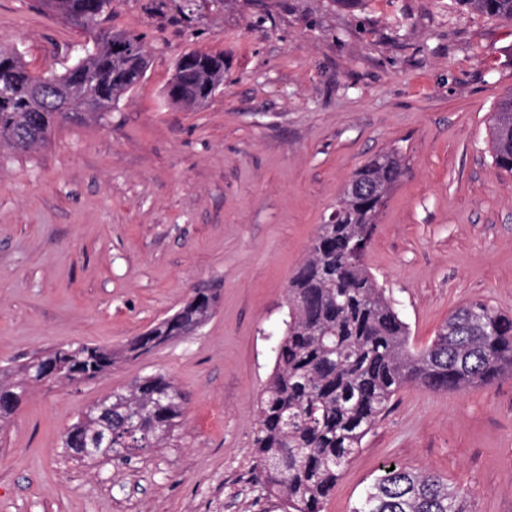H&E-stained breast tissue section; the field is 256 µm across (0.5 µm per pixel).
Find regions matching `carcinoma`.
Here are the masks:
<instances>
[{
	"label": "carcinoma",
	"instance_id": "obj_1",
	"mask_svg": "<svg viewBox=\"0 0 512 512\" xmlns=\"http://www.w3.org/2000/svg\"><path fill=\"white\" fill-rule=\"evenodd\" d=\"M512 23V0H457ZM48 15L92 29L112 14V0H39ZM149 66L141 36L107 32L86 41L61 74L51 76L49 107L22 53L0 46V148L29 153L48 143L61 122L101 120L144 78ZM224 87V53L190 50L174 64L168 102L199 109ZM495 165L512 172V94L500 99L489 128ZM405 173L400 151L372 159L345 186L307 255L288 281V320L273 370L257 405L252 441L256 483L284 512H324L343 467L407 385L435 392L492 386L512 378V315L474 301L459 306L424 348L410 343L401 319L363 257L378 215ZM364 249L356 251L359 243ZM215 298L196 293L175 314L133 338L136 358L175 337L190 336L212 314ZM116 354L99 346L67 345L0 370V422L33 383H86L112 367ZM186 398L164 375H148L81 413L64 435L81 449L127 460L162 448L182 424ZM352 512H475L464 492L440 476L384 466Z\"/></svg>",
	"mask_w": 512,
	"mask_h": 512
}]
</instances>
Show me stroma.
<instances>
[{"instance_id": "obj_1", "label": "stroma", "mask_w": 512, "mask_h": 512, "mask_svg": "<svg viewBox=\"0 0 512 512\" xmlns=\"http://www.w3.org/2000/svg\"><path fill=\"white\" fill-rule=\"evenodd\" d=\"M108 31L150 68L99 122L0 157V368L59 345L112 350L218 296L193 335L96 380L44 384L0 428V512H282L253 480L256 401L285 329L286 286L352 175L400 150L406 173L364 256L414 347L461 304L512 314V172L489 140L512 93V24L457 0H114ZM89 33L37 0H0V43L59 74ZM226 57L196 111L164 91L188 50ZM164 374L187 398L169 447L123 463L62 444L89 405ZM512 512V379L402 388L325 505L351 512L388 464Z\"/></svg>"}]
</instances>
